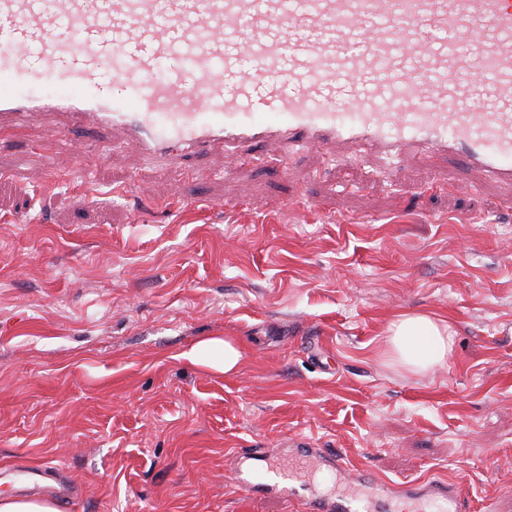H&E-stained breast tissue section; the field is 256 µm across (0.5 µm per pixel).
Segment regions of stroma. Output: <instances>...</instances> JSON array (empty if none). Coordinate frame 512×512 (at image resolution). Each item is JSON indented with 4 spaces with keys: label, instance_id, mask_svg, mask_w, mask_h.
I'll return each mask as SVG.
<instances>
[{
    "label": "stroma",
    "instance_id": "stroma-1",
    "mask_svg": "<svg viewBox=\"0 0 512 512\" xmlns=\"http://www.w3.org/2000/svg\"><path fill=\"white\" fill-rule=\"evenodd\" d=\"M108 138L0 141V497L62 483L61 512H295L242 500L226 460L307 439L369 478L326 471L328 494L445 478L471 512H512L511 185L364 148L285 165L274 143L244 168L217 149L160 169ZM404 312L448 321L444 364L382 356ZM209 337L239 343L235 374L183 360Z\"/></svg>",
    "mask_w": 512,
    "mask_h": 512
}]
</instances>
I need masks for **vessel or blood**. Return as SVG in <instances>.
<instances>
[{
  "label": "vessel or blood",
  "instance_id": "obj_1",
  "mask_svg": "<svg viewBox=\"0 0 512 512\" xmlns=\"http://www.w3.org/2000/svg\"><path fill=\"white\" fill-rule=\"evenodd\" d=\"M493 99L470 112L473 83ZM122 130L145 159L277 141L445 156L512 185V0H0V129ZM299 512H371L303 497ZM429 496L469 512L460 483Z\"/></svg>",
  "mask_w": 512,
  "mask_h": 512
}]
</instances>
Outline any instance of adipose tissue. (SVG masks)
I'll use <instances>...</instances> for the list:
<instances>
[{"mask_svg":"<svg viewBox=\"0 0 512 512\" xmlns=\"http://www.w3.org/2000/svg\"><path fill=\"white\" fill-rule=\"evenodd\" d=\"M452 345L447 322L428 313L399 315L383 339L384 352L412 374L445 362ZM182 358L193 366L231 375L239 370L243 353L232 338L210 337L185 351Z\"/></svg>","mask_w":512,"mask_h":512,"instance_id":"1","label":"adipose tissue"}]
</instances>
